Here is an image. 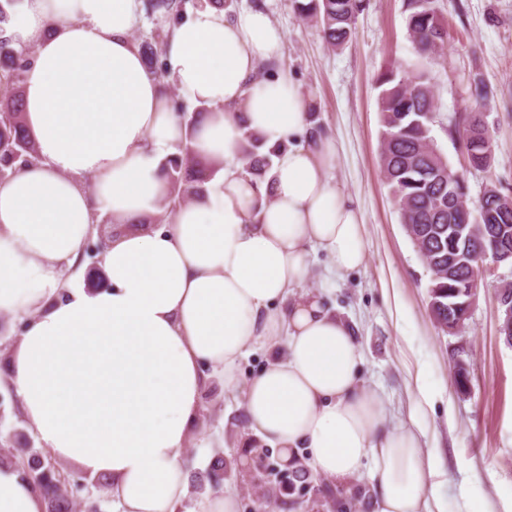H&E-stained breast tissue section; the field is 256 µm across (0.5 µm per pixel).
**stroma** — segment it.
Here are the masks:
<instances>
[{"mask_svg":"<svg viewBox=\"0 0 512 512\" xmlns=\"http://www.w3.org/2000/svg\"><path fill=\"white\" fill-rule=\"evenodd\" d=\"M236 10L262 8L285 34L282 65L311 93L320 126L339 147L331 178L358 203L365 224L366 260L357 270L328 273L321 251L311 254V273L301 288L322 295L328 308L354 331L362 362L360 379L382 391L397 425L419 426L427 445L439 449L443 512H512V348L497 333L498 280H482L465 326L437 328L428 306L430 273L405 233L398 205L380 163L383 126L377 78L385 69L425 71L438 110L431 134L453 170L478 200L488 183L512 195V0H435L448 24V40L423 59L407 34L404 0H369L352 40L330 49L315 20L302 17L293 0H232ZM488 95L477 98L475 82ZM481 112L494 140L488 170L470 168L450 129ZM462 351L470 389L461 393L453 358ZM274 353L246 349L237 362L241 386L225 389L208 379L202 397L203 429L186 450L188 480L206 478L215 456L224 458V486L239 494V512H317L316 485L286 493L276 488L256 498L238 476L237 463L254 436L249 431L242 386L267 367ZM431 393L425 415L412 412L416 372ZM38 447L16 396L0 386V447Z\"/></svg>","mask_w":512,"mask_h":512,"instance_id":"stroma-1","label":"stroma"}]
</instances>
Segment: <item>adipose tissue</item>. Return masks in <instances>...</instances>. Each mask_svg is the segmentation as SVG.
Returning <instances> with one entry per match:
<instances>
[{
	"instance_id": "ef3b65f1",
	"label": "adipose tissue",
	"mask_w": 512,
	"mask_h": 512,
	"mask_svg": "<svg viewBox=\"0 0 512 512\" xmlns=\"http://www.w3.org/2000/svg\"><path fill=\"white\" fill-rule=\"evenodd\" d=\"M142 0H21L6 34L33 53L22 83L38 159L0 181V313L24 322L7 383L40 444L111 479L115 512H238L230 489L188 497L186 448L202 431L208 374L234 389L257 342L284 346L245 386L249 428L315 474L369 473L372 512H442L440 459L417 428L388 424L359 381L351 327L319 296H293L322 250L345 273L366 259L356 201L328 176L335 141L281 68L284 35L262 9L206 5L174 26L166 77L132 39ZM204 113L187 127L170 97ZM276 149L271 171L236 163L244 131ZM222 162L203 192L157 219L170 159ZM107 215L117 231L100 288L63 291ZM0 512H44L0 462Z\"/></svg>"
}]
</instances>
